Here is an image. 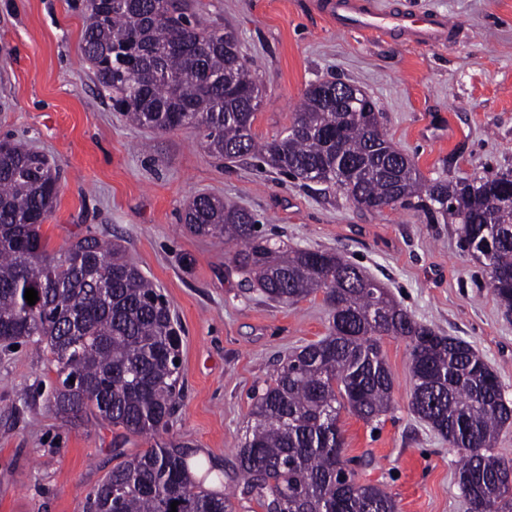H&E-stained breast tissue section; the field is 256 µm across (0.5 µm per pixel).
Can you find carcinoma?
Instances as JSON below:
<instances>
[{
    "instance_id": "obj_1",
    "label": "carcinoma",
    "mask_w": 512,
    "mask_h": 512,
    "mask_svg": "<svg viewBox=\"0 0 512 512\" xmlns=\"http://www.w3.org/2000/svg\"><path fill=\"white\" fill-rule=\"evenodd\" d=\"M81 53L127 121L159 132L196 129L209 154L261 159L307 185L332 183L361 208L420 212L459 224L490 288L512 310V172L426 179L394 149L383 113L363 96L351 112L327 92H304L292 124L256 139L258 77L235 32L191 20L187 0H88ZM49 159L10 141L0 152V340L46 343L58 384L48 401L66 418L90 413L153 444L112 468L86 497V512H235L230 495L193 478L192 445L165 439L180 400V336L167 300L124 246L85 235L57 252L41 233L60 187ZM192 234L235 246L230 269L265 300L291 306L317 293L328 334L290 354L275 382L257 391L254 425L236 454L242 493L264 512H396L383 489L357 482L339 425L347 409L370 422L391 409L393 379L384 336L411 344L413 413L464 451L459 485L471 512H512V461L493 453L512 423L498 375L467 341L417 321L343 253L289 247L253 212L197 194L184 211ZM491 242L492 262L484 257ZM38 292L31 306L25 289Z\"/></svg>"
}]
</instances>
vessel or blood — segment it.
<instances>
[{"label": "vessel or blood", "mask_w": 512, "mask_h": 512, "mask_svg": "<svg viewBox=\"0 0 512 512\" xmlns=\"http://www.w3.org/2000/svg\"><path fill=\"white\" fill-rule=\"evenodd\" d=\"M319 8L337 30H358L379 37L395 35L412 43L438 45L450 39L454 27L441 13L419 15L406 8L383 12L374 0H321Z\"/></svg>", "instance_id": "b4317fda"}]
</instances>
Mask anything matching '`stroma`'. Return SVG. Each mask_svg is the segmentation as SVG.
Listing matches in <instances>:
<instances>
[{"instance_id":"stroma-1","label":"stroma","mask_w":512,"mask_h":512,"mask_svg":"<svg viewBox=\"0 0 512 512\" xmlns=\"http://www.w3.org/2000/svg\"><path fill=\"white\" fill-rule=\"evenodd\" d=\"M316 0H190L201 25L232 28L263 82L252 131L290 126L310 83H353L383 114L393 146L425 177L512 171V0H377L446 13L450 43L341 32ZM87 0H0V138L45 153L62 176L42 226L50 250L87 233L121 238L161 289L181 327V398L170 423L211 467L205 486L232 493L236 512H263L228 478L253 422V394L289 354L326 336L316 294L293 306L245 292L222 239L191 234L182 213L210 194L257 214L290 246L340 250L415 318L469 342L512 401V317L453 224L413 210L371 213L336 186L313 190L259 161L222 160L194 129L158 133L112 109L79 46ZM391 410L365 423L342 412L344 455L359 482L382 487L399 512H469L461 453L411 409L410 345L383 337ZM43 344L0 342V512H83L84 498L125 457L151 444L87 415L64 421L47 395L57 374Z\"/></svg>"}]
</instances>
